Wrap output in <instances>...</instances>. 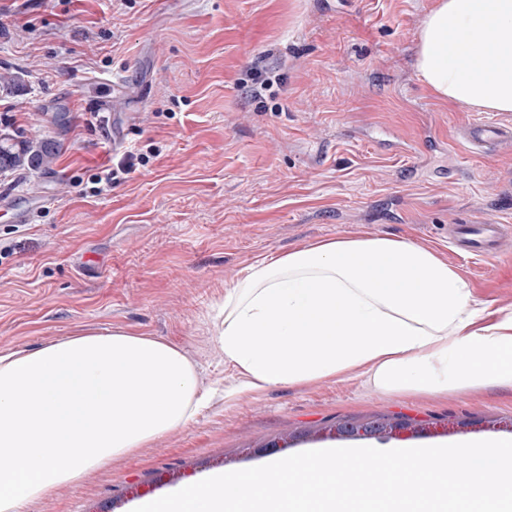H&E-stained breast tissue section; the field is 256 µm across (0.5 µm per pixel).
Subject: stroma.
<instances>
[{"label": "stroma", "instance_id": "35a3bbf8", "mask_svg": "<svg viewBox=\"0 0 512 512\" xmlns=\"http://www.w3.org/2000/svg\"><path fill=\"white\" fill-rule=\"evenodd\" d=\"M437 0H0V129L59 143L54 167L0 176V196L46 195L18 225L0 209V349L87 328L178 345L219 389L191 425L88 470L24 512H133L214 472L347 445L342 422L406 417L404 447L512 438V389L418 394L364 378L223 398L212 307L248 266L317 241L387 236L437 249L474 295L512 305V237L461 254L448 227L512 226V153L477 157L460 128L481 112L419 81L416 35ZM279 74L255 100L245 82ZM108 98L106 120L90 114ZM146 167L94 194L127 147Z\"/></svg>", "mask_w": 512, "mask_h": 512}]
</instances>
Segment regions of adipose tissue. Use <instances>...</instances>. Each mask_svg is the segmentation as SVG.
Segmentation results:
<instances>
[{"instance_id": "ef3b65f1", "label": "adipose tissue", "mask_w": 512, "mask_h": 512, "mask_svg": "<svg viewBox=\"0 0 512 512\" xmlns=\"http://www.w3.org/2000/svg\"><path fill=\"white\" fill-rule=\"evenodd\" d=\"M476 31L487 40L471 41ZM416 73L442 102L512 112V0H438ZM213 311L246 391L356 372L385 391L512 388V310L475 298L433 248L322 240L247 267ZM208 400L179 347L120 328L0 351V512L188 426Z\"/></svg>"}]
</instances>
